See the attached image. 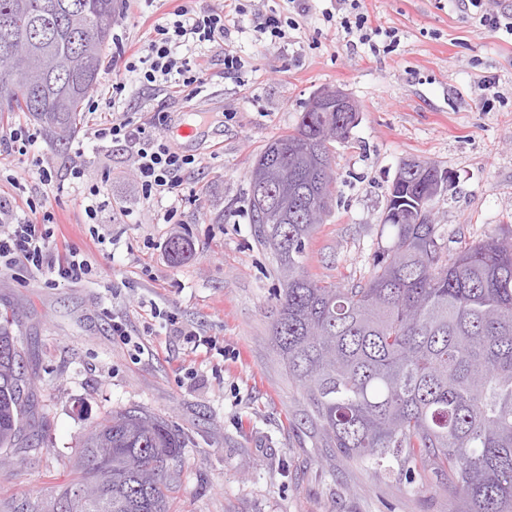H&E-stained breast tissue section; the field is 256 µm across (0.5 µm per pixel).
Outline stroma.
Returning a JSON list of instances; mask_svg holds the SVG:
<instances>
[{
  "mask_svg": "<svg viewBox=\"0 0 512 512\" xmlns=\"http://www.w3.org/2000/svg\"><path fill=\"white\" fill-rule=\"evenodd\" d=\"M176 5L117 0L112 32L144 40L149 24ZM362 7L383 30L379 52L323 19L334 0H314L298 19L296 44H268L247 19L225 46L181 49L208 59L199 95L173 97L130 75L113 103L100 83L98 111L85 113L63 142L24 114L0 121L39 134L29 155L0 154V202L21 208L39 199V181L16 188L8 177L38 164L50 169L65 181L51 202L55 220L97 269L94 279L56 288L19 265L0 270V312L29 343L35 415L45 423L39 450L0 464V512L28 496L53 502L71 480L81 434L125 408L163 417L184 441L173 512H459L447 476L433 467L348 459L330 448L271 341L281 285L273 253L254 235L250 175L265 144L292 131L322 88L343 89L361 112L348 140L331 145L332 205L306 248L312 277L346 287L367 281L390 243L383 217L404 159L448 171L447 190L432 202L443 253L512 229V35L480 26L454 0ZM388 30L400 39L392 49ZM228 49L243 62L233 77L224 73ZM116 111L169 113V139L201 158L184 181L202 198L183 202L173 223H160V205L144 198L125 144L95 140L96 124ZM187 124L198 127L193 137L180 134ZM77 163L86 167L81 181L68 176ZM94 183L104 187L95 198ZM175 236L191 245L179 264L166 251ZM154 305L215 337L223 354L193 350L151 318ZM106 308L126 321L131 344L112 338Z\"/></svg>",
  "mask_w": 512,
  "mask_h": 512,
  "instance_id": "35a3bbf8",
  "label": "stroma"
}]
</instances>
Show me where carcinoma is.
<instances>
[{
	"label": "carcinoma",
	"mask_w": 512,
	"mask_h": 512,
	"mask_svg": "<svg viewBox=\"0 0 512 512\" xmlns=\"http://www.w3.org/2000/svg\"><path fill=\"white\" fill-rule=\"evenodd\" d=\"M116 21L114 0H0V44L32 45V60L0 57V77L29 71L30 90L14 93L0 114L23 112L63 139L100 82L103 53ZM340 112H302L294 132L269 141L257 160L287 164L312 147L330 153L325 128ZM317 176L288 172V206L257 204L249 190L259 242L277 260L281 290L272 342L302 387L311 422L347 458L390 454L448 472L465 512H512V231L442 254L436 225L400 224L398 213L431 206L417 176L394 187L383 223L391 243L368 280L341 288L311 277L306 223ZM171 259L190 255L184 238L167 244ZM0 314V451L36 450L42 425L32 417L31 382L21 340ZM181 437L142 410L113 411L81 441L78 476L66 500L88 483L103 493L75 512H170L180 479Z\"/></svg>",
	"instance_id": "1"
}]
</instances>
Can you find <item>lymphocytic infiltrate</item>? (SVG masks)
I'll list each match as a JSON object with an SVG mask.
<instances>
[{"mask_svg":"<svg viewBox=\"0 0 512 512\" xmlns=\"http://www.w3.org/2000/svg\"><path fill=\"white\" fill-rule=\"evenodd\" d=\"M250 12L255 15L256 31L269 35L274 42L286 39L289 31L299 27L294 17L255 12L252 0H236L229 13L199 12L185 2L174 10L172 20L152 23L146 40L138 47L117 43V56L123 59L125 71L139 74L144 84L159 82L176 92L189 87L197 90L206 80L207 64L199 57H179V48L191 43L223 44L238 17ZM324 18L338 20L347 35L364 45H372L379 33L368 15L361 12L360 0H336L335 12L325 13ZM168 124L169 115L165 112L152 113L139 123L125 115L97 125L94 136L100 141L122 142L130 147L133 168L144 196L168 199L173 205L187 197L199 200L200 191L185 190L183 178L196 159L180 153L168 139ZM27 177L43 185L42 199L40 204L30 205L28 213L19 218L0 209V264L22 265L41 275L48 288L91 279L96 273L92 263L65 235L56 233L53 226L49 204L54 193L61 191V184L42 166L22 170L11 177L10 183L19 186L21 179Z\"/></svg>","mask_w":512,"mask_h":512,"instance_id":"lymphocytic-infiltrate-1","label":"lymphocytic infiltrate"}]
</instances>
